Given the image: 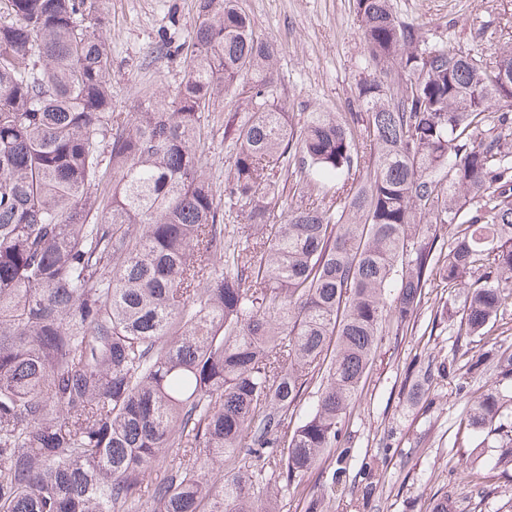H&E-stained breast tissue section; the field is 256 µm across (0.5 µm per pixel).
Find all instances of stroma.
Segmentation results:
<instances>
[{"instance_id": "1", "label": "stroma", "mask_w": 512, "mask_h": 512, "mask_svg": "<svg viewBox=\"0 0 512 512\" xmlns=\"http://www.w3.org/2000/svg\"><path fill=\"white\" fill-rule=\"evenodd\" d=\"M105 18L112 47L107 83L114 113L131 112L137 99L171 93L184 70L179 57L159 52L161 41L187 40L198 0H93ZM257 35L277 47L273 96L292 121L305 113L353 112L358 85L371 72L354 0H238ZM398 20L424 39L490 58L512 46V0H390ZM232 151L220 118H212L203 147L206 174L223 190ZM512 347V305L497 319L489 338L461 336L451 316L422 315L413 330L385 336L380 357L364 383L360 400L345 420L356 455L346 483L336 486L304 477L298 488L279 491L280 512H427L433 496L448 494L452 512H512V468L503 469L497 436L486 440L463 432L467 410L492 385L474 370L463 380L433 381L427 404L412 392V374L429 360L465 362L492 345ZM378 467L381 481L364 495L362 461ZM490 477L493 490L481 496L459 484L460 473Z\"/></svg>"}]
</instances>
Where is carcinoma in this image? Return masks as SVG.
<instances>
[{
    "label": "carcinoma",
    "instance_id": "obj_1",
    "mask_svg": "<svg viewBox=\"0 0 512 512\" xmlns=\"http://www.w3.org/2000/svg\"><path fill=\"white\" fill-rule=\"evenodd\" d=\"M355 4L359 111L295 124L236 0H198L182 81L122 121L95 6L7 0L0 512H276L273 482H343L383 329L409 330L427 288L465 293L458 332L489 335L512 301V50L477 58ZM228 95L246 106L224 107L221 204L199 150ZM329 184L339 201L312 198ZM239 216L256 235L230 244ZM471 367L512 382V351ZM506 416L495 387L466 426Z\"/></svg>",
    "mask_w": 512,
    "mask_h": 512
}]
</instances>
